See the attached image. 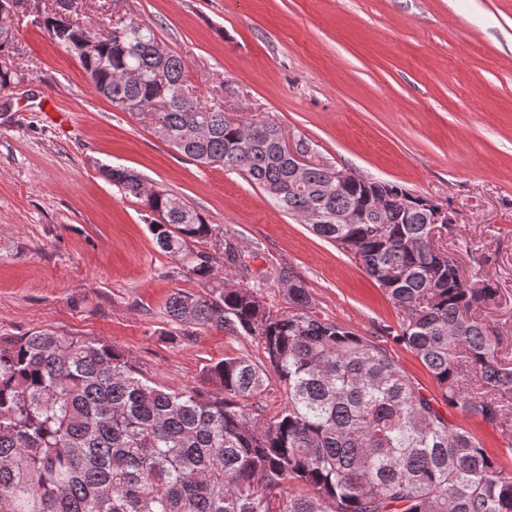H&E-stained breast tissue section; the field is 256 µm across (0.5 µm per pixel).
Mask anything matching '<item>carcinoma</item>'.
I'll list each match as a JSON object with an SVG mask.
<instances>
[{
	"label": "carcinoma",
	"instance_id": "1",
	"mask_svg": "<svg viewBox=\"0 0 512 512\" xmlns=\"http://www.w3.org/2000/svg\"><path fill=\"white\" fill-rule=\"evenodd\" d=\"M62 2L38 25L114 107L166 103L154 118L159 139L241 172L385 289L400 310L387 335L422 361L448 405L498 426L512 416V366L498 358L497 330L475 316L497 288L458 274L455 255L432 243L426 197L363 179L331 191L336 169L326 166L294 187L278 126L233 121L181 96L185 63L159 55L145 21L80 26L73 0ZM103 173L203 288L171 294V321L187 336L219 329L248 339L262 359L228 356L206 365L202 385L170 391L104 342L49 329L0 335V512H512V469L441 414L377 337L321 315L293 269L271 261L253 270L257 252L173 195L143 189L124 168ZM315 210L355 212L357 223L309 219ZM270 284L288 309L267 304ZM273 376L284 402L268 416L254 400Z\"/></svg>",
	"mask_w": 512,
	"mask_h": 512
}]
</instances>
